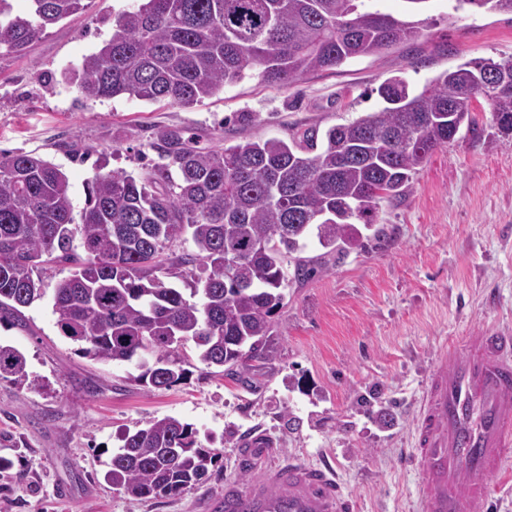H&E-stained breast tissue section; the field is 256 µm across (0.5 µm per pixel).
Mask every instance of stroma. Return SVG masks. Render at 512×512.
I'll list each match as a JSON object with an SVG mask.
<instances>
[{"mask_svg":"<svg viewBox=\"0 0 512 512\" xmlns=\"http://www.w3.org/2000/svg\"><path fill=\"white\" fill-rule=\"evenodd\" d=\"M116 0L49 26L25 54L0 50V151L32 152L67 175L74 218L98 167L146 176L161 158V134L220 148L245 139H301L377 111L378 89L400 76L422 87L477 58L512 56V15L472 10L448 21V0L410 12L407 0H376L416 22L407 43L288 85L252 74L183 107L121 96L84 102L71 81L82 58L112 34ZM476 123L436 149L411 190L382 202L379 237L336 257L309 239L322 271L285 288L273 357L245 378L195 363L168 389L135 383L136 362H97L60 332L54 289L70 270L34 273L42 296L0 319V344L26 358L31 381L0 379V512H202L237 476L244 435L273 442L279 458L328 461L356 512H419L410 452L412 406L426 368L447 337L512 328V133L490 103H472ZM495 302H486L488 292ZM190 424L215 460L208 480L176 497L143 501L104 478L119 436L153 419Z\"/></svg>","mask_w":512,"mask_h":512,"instance_id":"1","label":"stroma"}]
</instances>
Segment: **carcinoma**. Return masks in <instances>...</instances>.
Wrapping results in <instances>:
<instances>
[{
    "label": "carcinoma",
    "instance_id": "obj_1",
    "mask_svg": "<svg viewBox=\"0 0 512 512\" xmlns=\"http://www.w3.org/2000/svg\"><path fill=\"white\" fill-rule=\"evenodd\" d=\"M29 2L20 16L12 0H0V47L12 53L87 8L85 0ZM472 7L512 15V0H454L448 24ZM415 34L414 22L366 0H142L114 15L111 37L83 58L75 80L86 102L128 95L190 106L255 67L265 82L288 85ZM491 81L501 89L487 101L498 126L512 132L511 57L468 60L420 89L389 78L379 87L380 110L290 144L270 138L202 149L191 136L162 134L156 149L164 162L147 177L94 173L80 253L62 169L26 152L1 153L0 312L40 298L35 269L63 265L70 275L54 290V313L83 355L134 360V380L157 389L186 378L189 341L207 367L247 372L272 356L268 338L284 287L317 272L300 256L305 236L316 231L319 245L338 254L362 247L380 204L408 191L429 154L475 124L472 101ZM188 230L195 252L165 255ZM227 250L240 256L232 268L224 267ZM186 274L194 276L187 296L166 282ZM2 378L29 380L12 346L0 345ZM120 441L104 478L140 499L180 495L203 483L214 462L191 425L172 416Z\"/></svg>",
    "mask_w": 512,
    "mask_h": 512
}]
</instances>
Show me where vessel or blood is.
Returning a JSON list of instances; mask_svg holds the SVG:
<instances>
[{"mask_svg": "<svg viewBox=\"0 0 512 512\" xmlns=\"http://www.w3.org/2000/svg\"><path fill=\"white\" fill-rule=\"evenodd\" d=\"M412 452L423 512H484L512 457V332L453 337L435 355L413 409ZM205 512H353L338 472L299 459L252 486L224 481Z\"/></svg>", "mask_w": 512, "mask_h": 512, "instance_id": "1", "label": "vessel or blood"}]
</instances>
